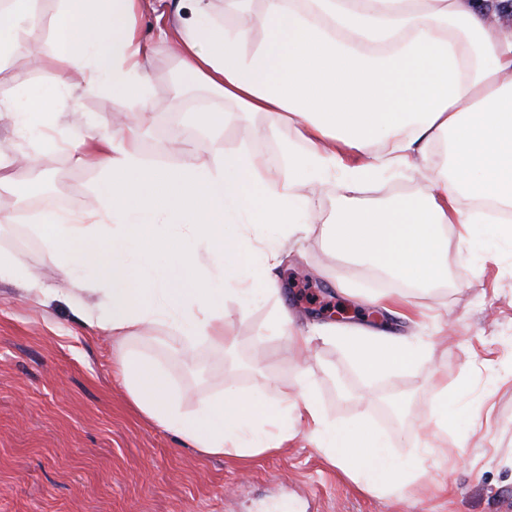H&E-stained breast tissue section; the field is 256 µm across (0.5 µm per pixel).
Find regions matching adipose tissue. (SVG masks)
Instances as JSON below:
<instances>
[{
	"instance_id": "obj_1",
	"label": "adipose tissue",
	"mask_w": 512,
	"mask_h": 512,
	"mask_svg": "<svg viewBox=\"0 0 512 512\" xmlns=\"http://www.w3.org/2000/svg\"><path fill=\"white\" fill-rule=\"evenodd\" d=\"M39 3L0 0V64L17 37L37 43L50 34L60 71L80 75L75 85L60 78V95L108 89L129 114L113 128L63 139L57 101L29 92L26 80L0 99L30 148L29 163L44 167L73 152L103 174L93 209L34 218L51 265L103 270L98 303L81 310L95 332L124 340L141 325L175 320L186 335L231 343L225 296L278 293L287 237L320 218L300 189L339 171L331 252L366 259L412 287L447 281L446 225L496 224L512 239V30L473 0H224L229 25L214 0H57L49 17ZM150 12L178 72L232 103L197 113L213 137L243 112L265 119L248 128L251 138L292 127L277 174L250 152L219 146L205 166L189 154L177 165L145 162L141 114L152 98V50L140 21ZM376 141L383 150L371 161L347 164L346 152ZM440 145L447 165L428 166ZM393 168L423 173L419 197L382 204L358 197L360 184ZM463 195L471 207L460 206ZM162 249L175 259L158 274L151 259ZM276 330L305 348L316 337L338 344L369 377L430 357L428 344L385 329L327 325L307 333L285 309ZM118 374L141 413L204 454L257 457L281 447L289 423H303L331 465L349 467L376 492L401 491L430 456L424 438L415 464L400 465L379 431L332 422L304 380L270 404L233 390L188 415L159 365L127 353Z\"/></svg>"
}]
</instances>
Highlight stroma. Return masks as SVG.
<instances>
[{"label": "stroma", "mask_w": 512, "mask_h": 512, "mask_svg": "<svg viewBox=\"0 0 512 512\" xmlns=\"http://www.w3.org/2000/svg\"><path fill=\"white\" fill-rule=\"evenodd\" d=\"M32 49L17 41L0 71V97L27 78L45 92L57 89L55 70L32 74ZM154 95L143 115L141 144L147 163L175 165L179 154L163 151L178 141L198 163H208L209 134L192 118L196 103H224L191 88L181 98L173 85L183 78L166 49L152 55ZM65 133L103 123L117 111L111 94L61 100ZM281 128L274 137L245 139L225 127V151L261 156L269 171L283 165ZM98 170L57 155L47 171L21 164L14 183L0 188V212L23 207L39 190L45 209L94 207ZM416 173H388L363 188L370 201L418 196ZM448 281L416 292L414 322L359 304L375 268L365 261L332 259L320 222L288 242L281 294L259 293L248 302L229 297L224 309L232 349L199 339L193 361L175 326L152 324L121 344L92 332L80 298L62 293L63 276L46 262L27 224L0 223V249L17 255L28 273L54 296L37 298L0 280V512H512V245L494 237L472 240L459 225L446 228ZM297 325L388 324L390 330L429 342L428 362L369 379L338 345L314 341L302 353L277 334L281 307ZM126 351L158 362L167 371L184 411L200 399L232 389L271 401L293 391L307 373L328 417L353 425L368 420L387 438L398 461L412 462L416 436L439 397H446L447 430L436 433L439 453L426 472L398 493L378 494L331 466L310 443L305 425L275 452L252 459L205 455L149 420L131 402L115 371Z\"/></svg>", "instance_id": "1"}]
</instances>
